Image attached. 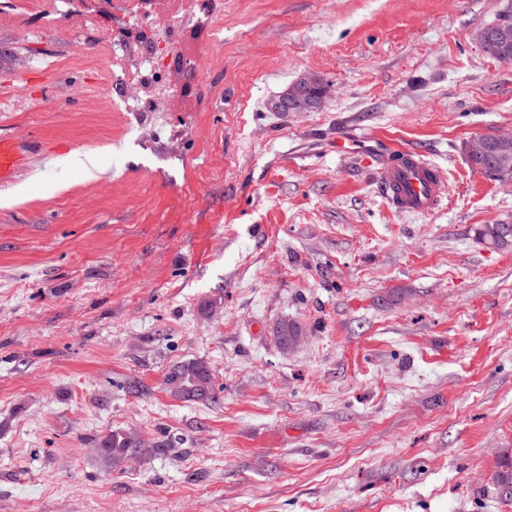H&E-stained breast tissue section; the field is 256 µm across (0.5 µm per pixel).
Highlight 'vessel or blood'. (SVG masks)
I'll list each match as a JSON object with an SVG mask.
<instances>
[{"label": "vessel or blood", "mask_w": 512, "mask_h": 512, "mask_svg": "<svg viewBox=\"0 0 512 512\" xmlns=\"http://www.w3.org/2000/svg\"><path fill=\"white\" fill-rule=\"evenodd\" d=\"M36 156L29 136L0 135V185L29 171ZM380 182L389 202L408 213L432 212L446 193L438 168L416 155L409 156L404 167L381 168Z\"/></svg>", "instance_id": "1"}]
</instances>
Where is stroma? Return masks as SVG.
Listing matches in <instances>:
<instances>
[{
    "mask_svg": "<svg viewBox=\"0 0 512 512\" xmlns=\"http://www.w3.org/2000/svg\"><path fill=\"white\" fill-rule=\"evenodd\" d=\"M505 4L209 0L166 113L97 111L99 32L0 0V134L38 149L0 186V512H512V248L474 233L512 183L466 157L512 135L475 40ZM400 148L446 180L429 214L381 187ZM188 359L214 399L167 393ZM117 428L162 448L112 470ZM318 81L319 80L316 78L304 79L299 88L295 89L289 96L287 95L283 103L284 107L288 109V112L310 110L316 106V102L312 99L313 97L308 95V93L310 90L316 88L315 85L318 84ZM323 91L324 88L320 82V85L316 88L319 103L323 97Z\"/></svg>",
    "mask_w": 512,
    "mask_h": 512,
    "instance_id": "obj_1",
    "label": "stroma"
}]
</instances>
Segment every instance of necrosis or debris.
<instances>
[{
  "label": "necrosis or debris",
  "instance_id": "1",
  "mask_svg": "<svg viewBox=\"0 0 512 512\" xmlns=\"http://www.w3.org/2000/svg\"><path fill=\"white\" fill-rule=\"evenodd\" d=\"M85 25L103 35L99 55L112 89L99 103L115 112H176L186 96L181 81L192 58L186 28L206 19V0H112L110 20L92 9Z\"/></svg>",
  "mask_w": 512,
  "mask_h": 512
}]
</instances>
